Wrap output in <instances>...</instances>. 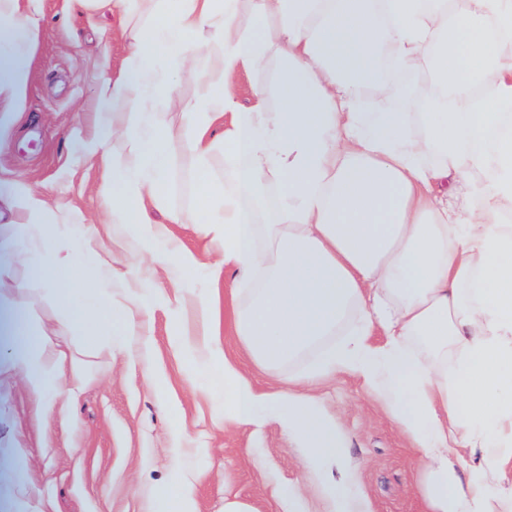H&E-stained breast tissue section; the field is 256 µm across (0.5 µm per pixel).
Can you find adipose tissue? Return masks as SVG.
<instances>
[{"instance_id": "ef3b65f1", "label": "adipose tissue", "mask_w": 512, "mask_h": 512, "mask_svg": "<svg viewBox=\"0 0 512 512\" xmlns=\"http://www.w3.org/2000/svg\"><path fill=\"white\" fill-rule=\"evenodd\" d=\"M37 0H0V117L19 112ZM146 11L131 56L98 93L112 171L100 194L113 223L136 227L126 271L101 270L90 234L69 237L41 218L48 201L0 177L9 217L0 267L31 244L43 278L90 339L145 359L143 318L166 306L193 371L219 374L224 425L277 422L301 445L329 512H368L354 490L349 439L311 392L348 372L369 389L424 460V512H512V0H113ZM275 50L272 87L235 81ZM204 57L193 101L172 64ZM429 71L426 96L379 78L382 64ZM182 110L181 148L199 175L195 209L152 219L173 181L171 136L157 114ZM221 136H213L214 126ZM122 152H104L105 137ZM226 177L206 176L216 147ZM193 225L220 253L203 263L175 234ZM164 279L145 278L141 264ZM205 268L209 286L185 271ZM224 286L216 316L213 285ZM202 331L188 341L185 307ZM385 341L371 343L373 332ZM0 315V349L40 402L75 399L49 340ZM276 374L317 352L310 371L276 393L257 391L220 335ZM149 512H196L172 468Z\"/></svg>"}]
</instances>
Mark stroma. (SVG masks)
<instances>
[{
	"label": "stroma",
	"instance_id": "stroma-1",
	"mask_svg": "<svg viewBox=\"0 0 512 512\" xmlns=\"http://www.w3.org/2000/svg\"><path fill=\"white\" fill-rule=\"evenodd\" d=\"M110 0L96 7L78 0H38L31 35L25 97L18 120L0 130V177L17 180L67 206L51 223L81 233L95 227L104 265L127 257L128 234L100 223L98 189L105 172L85 151L96 134L97 89L125 63L126 39ZM140 17L125 21L137 28ZM196 178L182 156L162 209L193 210ZM0 310L24 318L32 335L47 334L62 353L63 380L81 375L73 403L39 413L21 379L0 387V467H14L24 449L34 483L14 512H146L142 486L162 487L173 465L190 477L198 512H224V495L248 500L256 512H281L274 489L301 490L308 512H325L310 483L298 442L275 422L224 427V409L202 394L203 381L170 342L169 311L156 306L145 328L150 362L129 360L107 344L88 345L40 277L17 265L0 274ZM161 379L154 386L149 375ZM351 437L349 456L372 512H423L417 491L420 461L408 438L353 376L340 373L317 390ZM176 410L189 453L173 461Z\"/></svg>",
	"mask_w": 512,
	"mask_h": 512
}]
</instances>
